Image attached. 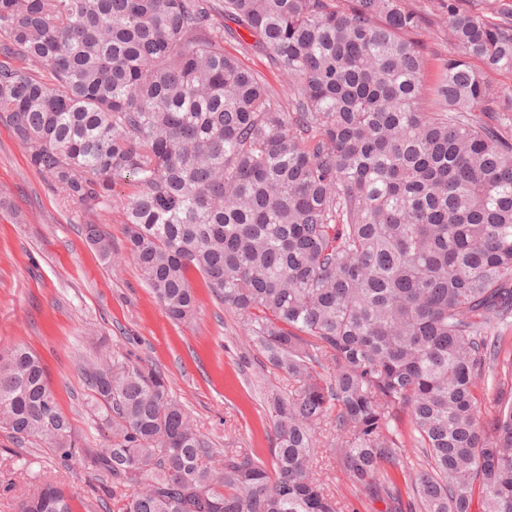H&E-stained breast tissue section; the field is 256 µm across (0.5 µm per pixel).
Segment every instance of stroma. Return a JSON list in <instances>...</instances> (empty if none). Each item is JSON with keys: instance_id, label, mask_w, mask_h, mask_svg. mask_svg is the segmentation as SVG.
<instances>
[{"instance_id": "obj_1", "label": "stroma", "mask_w": 512, "mask_h": 512, "mask_svg": "<svg viewBox=\"0 0 512 512\" xmlns=\"http://www.w3.org/2000/svg\"><path fill=\"white\" fill-rule=\"evenodd\" d=\"M224 50L282 90L279 68L249 34L226 38ZM88 220L62 205L0 122V351L23 344L41 357L48 385L86 447L106 443L83 377L85 362L103 352L159 369L212 447L249 448L271 462L266 396L286 380L267 368L200 276L191 278L195 320L173 324L133 263L109 267L87 243ZM319 465L345 512H385L384 502L351 487L331 453ZM25 479L64 484L84 501L76 512L112 508L104 477L84 463L61 461L0 430V512H18L12 486Z\"/></svg>"}]
</instances>
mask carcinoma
<instances>
[{"mask_svg":"<svg viewBox=\"0 0 512 512\" xmlns=\"http://www.w3.org/2000/svg\"><path fill=\"white\" fill-rule=\"evenodd\" d=\"M341 2L223 0L280 96L224 53L209 0H0V122L64 204L125 224L124 255L99 224L87 241L175 324L199 274L288 378L269 468L217 458L166 377L118 356L85 368L107 433L86 448L38 355L1 352L0 428L110 478L116 512H342L321 448L391 510L387 465L416 512H512V402L483 386L512 317V118L486 121L512 100V9L435 0L453 53L428 86L415 0ZM20 498L74 512L51 482Z\"/></svg>","mask_w":512,"mask_h":512,"instance_id":"carcinoma-1","label":"carcinoma"}]
</instances>
